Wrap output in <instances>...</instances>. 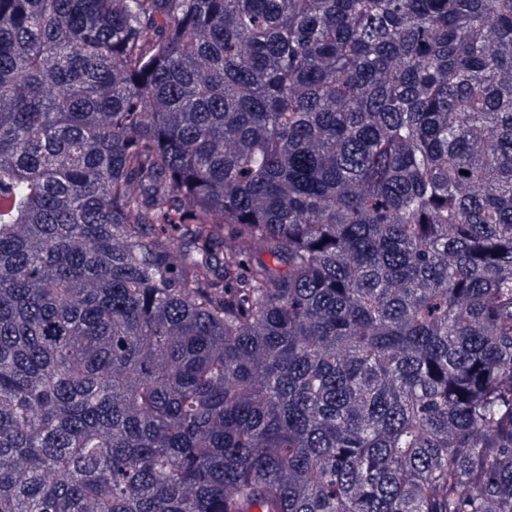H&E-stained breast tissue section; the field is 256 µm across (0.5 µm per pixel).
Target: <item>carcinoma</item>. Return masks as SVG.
I'll return each instance as SVG.
<instances>
[{"mask_svg":"<svg viewBox=\"0 0 512 512\" xmlns=\"http://www.w3.org/2000/svg\"><path fill=\"white\" fill-rule=\"evenodd\" d=\"M255 504L512 512V0H0V512Z\"/></svg>","mask_w":512,"mask_h":512,"instance_id":"1","label":"carcinoma"}]
</instances>
